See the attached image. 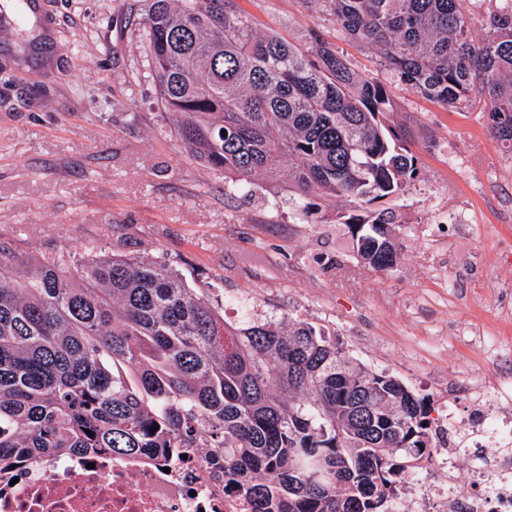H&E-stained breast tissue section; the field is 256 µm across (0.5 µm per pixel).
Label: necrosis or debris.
<instances>
[{
    "label": "necrosis or debris",
    "instance_id": "obj_1",
    "mask_svg": "<svg viewBox=\"0 0 512 512\" xmlns=\"http://www.w3.org/2000/svg\"><path fill=\"white\" fill-rule=\"evenodd\" d=\"M437 480L419 490L416 512H512V381L472 386L467 407L443 411ZM477 461L462 470L461 455ZM0 480V512H252L226 488L215 451L166 458L58 454L21 461Z\"/></svg>",
    "mask_w": 512,
    "mask_h": 512
}]
</instances>
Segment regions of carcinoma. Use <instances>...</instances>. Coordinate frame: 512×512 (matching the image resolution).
I'll use <instances>...</instances> for the list:
<instances>
[{"label":"carcinoma","mask_w":512,"mask_h":512,"mask_svg":"<svg viewBox=\"0 0 512 512\" xmlns=\"http://www.w3.org/2000/svg\"><path fill=\"white\" fill-rule=\"evenodd\" d=\"M142 37L184 150L241 191L279 169L305 216L336 211L357 256L390 271L391 212L418 176L386 123L389 87L311 29L259 34L236 0H149ZM398 81L445 107L475 99L512 153V0L473 35L462 0H307ZM317 201L304 200L309 192ZM431 408L316 326L229 328L179 271L145 257L37 259L0 245V469L56 452L218 449L254 512H389L430 457Z\"/></svg>","instance_id":"cac0c4a2"}]
</instances>
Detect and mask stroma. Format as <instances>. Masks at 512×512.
<instances>
[{"instance_id":"35a3bbf8","label":"stroma","mask_w":512,"mask_h":512,"mask_svg":"<svg viewBox=\"0 0 512 512\" xmlns=\"http://www.w3.org/2000/svg\"><path fill=\"white\" fill-rule=\"evenodd\" d=\"M25 2L0 0V244L172 266L229 325L310 322L436 409L512 376V154L483 103L414 92L303 0H237L259 33L319 29L387 83L419 174L394 203L399 260L383 272L345 225L307 223L286 175L258 174L245 197L187 157L147 69V0Z\"/></svg>"}]
</instances>
